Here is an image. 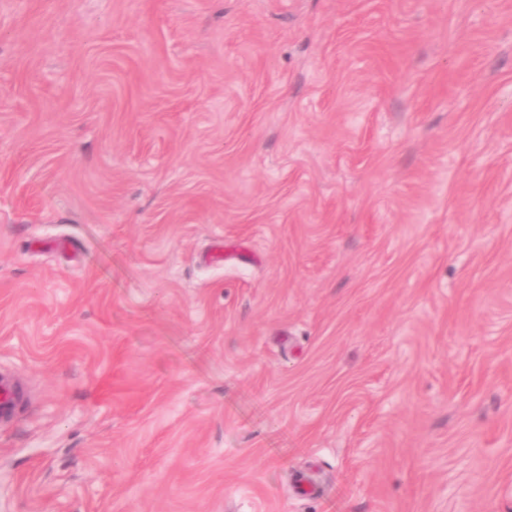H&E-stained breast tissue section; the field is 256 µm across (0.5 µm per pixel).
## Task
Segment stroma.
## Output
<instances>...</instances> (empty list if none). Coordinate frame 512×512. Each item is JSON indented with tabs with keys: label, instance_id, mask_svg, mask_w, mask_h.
Instances as JSON below:
<instances>
[{
	"label": "stroma",
	"instance_id": "obj_1",
	"mask_svg": "<svg viewBox=\"0 0 512 512\" xmlns=\"http://www.w3.org/2000/svg\"><path fill=\"white\" fill-rule=\"evenodd\" d=\"M0 372V512H512V0H0ZM29 398L27 384L13 376H0V425L13 422L25 410Z\"/></svg>",
	"mask_w": 512,
	"mask_h": 512
}]
</instances>
